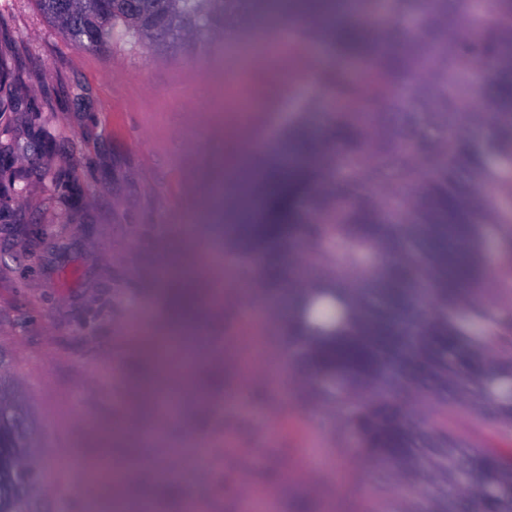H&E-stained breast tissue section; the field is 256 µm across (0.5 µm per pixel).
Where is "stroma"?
Returning a JSON list of instances; mask_svg holds the SVG:
<instances>
[{
  "label": "stroma",
  "instance_id": "obj_1",
  "mask_svg": "<svg viewBox=\"0 0 512 512\" xmlns=\"http://www.w3.org/2000/svg\"><path fill=\"white\" fill-rule=\"evenodd\" d=\"M286 22L271 8L204 46L117 39L85 51L35 0H0V367L29 410L40 464L64 453L94 471L100 428L160 425L177 445L190 425L210 440L203 512H398L385 469L354 453L337 411L309 401L281 320L234 309L245 284L233 230L211 214L212 172L243 170L320 97L314 76L329 53L282 41ZM189 224L197 270L225 306L208 322L217 358L195 371L188 425L143 399L164 312L141 272ZM448 425L512 449V428L465 409L449 410ZM128 466L170 475L126 488V503L183 512L175 459L145 450ZM80 473H56L45 512H109L114 484Z\"/></svg>",
  "mask_w": 512,
  "mask_h": 512
}]
</instances>
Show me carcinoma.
Instances as JSON below:
<instances>
[{"mask_svg":"<svg viewBox=\"0 0 512 512\" xmlns=\"http://www.w3.org/2000/svg\"><path fill=\"white\" fill-rule=\"evenodd\" d=\"M85 50L209 42L242 0H36ZM291 37L336 59L315 77L329 125L255 152L272 166L233 245L244 278L288 300L289 356L364 458L406 490L401 512H512V455L448 427V406L512 428V0H289ZM454 13L460 36H448ZM164 29L160 38L156 28ZM323 280L301 288L298 257ZM360 274L364 287L345 284ZM438 410L428 422L414 404ZM0 430H32L0 369ZM0 512H41L0 472Z\"/></svg>","mask_w":512,"mask_h":512,"instance_id":"obj_1","label":"carcinoma"}]
</instances>
